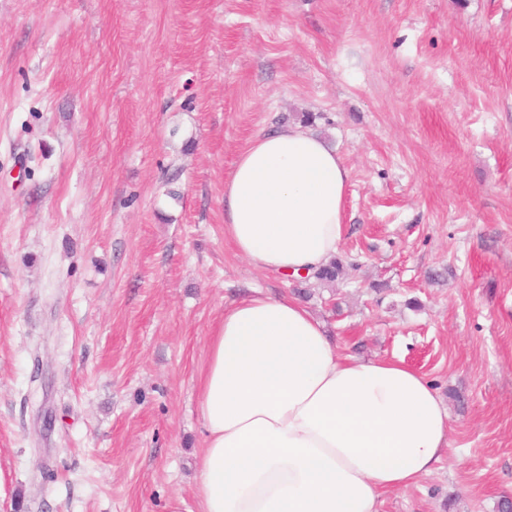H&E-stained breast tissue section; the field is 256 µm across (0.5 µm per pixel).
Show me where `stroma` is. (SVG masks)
I'll return each mask as SVG.
<instances>
[{
    "label": "stroma",
    "instance_id": "obj_1",
    "mask_svg": "<svg viewBox=\"0 0 512 512\" xmlns=\"http://www.w3.org/2000/svg\"><path fill=\"white\" fill-rule=\"evenodd\" d=\"M349 171L335 283L224 238L240 151ZM286 294L429 379L448 451L380 512L512 495V0H0V512L195 507L225 303Z\"/></svg>",
    "mask_w": 512,
    "mask_h": 512
}]
</instances>
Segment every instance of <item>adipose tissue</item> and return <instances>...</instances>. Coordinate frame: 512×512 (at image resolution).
<instances>
[{
    "label": "adipose tissue",
    "instance_id": "ef3b65f1",
    "mask_svg": "<svg viewBox=\"0 0 512 512\" xmlns=\"http://www.w3.org/2000/svg\"><path fill=\"white\" fill-rule=\"evenodd\" d=\"M349 172L318 133L285 125L239 154L224 236L255 268L311 273L339 250ZM198 512H380L431 473L448 413L401 362L341 354L295 298L225 306L199 373Z\"/></svg>",
    "mask_w": 512,
    "mask_h": 512
}]
</instances>
